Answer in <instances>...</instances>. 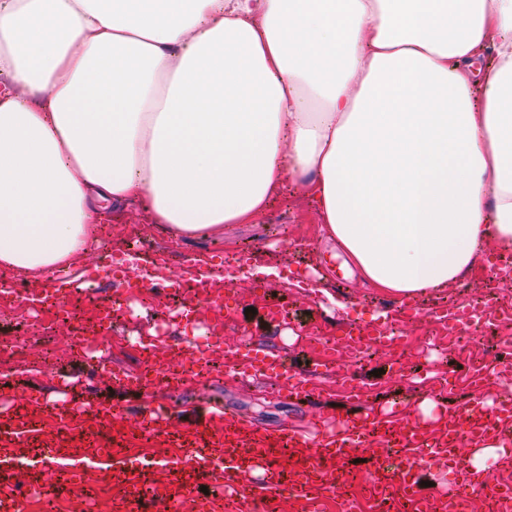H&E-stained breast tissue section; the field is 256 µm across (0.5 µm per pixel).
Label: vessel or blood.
Listing matches in <instances>:
<instances>
[{"label": "vessel or blood", "instance_id": "b4317fda", "mask_svg": "<svg viewBox=\"0 0 512 512\" xmlns=\"http://www.w3.org/2000/svg\"><path fill=\"white\" fill-rule=\"evenodd\" d=\"M190 298L183 310L186 319H200L213 303V284L203 273L192 274ZM68 274L56 275L43 288L39 302H60L75 296ZM151 366L175 377L177 386L197 381L195 364L174 361V346L163 336H146ZM97 372L108 375L115 386L137 394L152 384L147 372L130 373L113 368L107 357L95 362ZM226 373L271 375L285 397L309 395L307 381L288 368L274 353L256 350L226 354ZM348 400L359 403L357 412L339 417L319 414L321 438L308 443L293 429L266 432L233 416L223 404H212L208 415L177 427L170 407H151L140 428L142 442L150 449L139 476H132L124 459L134 439L115 428L123 412L112 404L89 405L66 414L65 426L47 429L58 412L50 396L36 392L17 407L0 415V512H26L28 490L39 486L41 495L71 491L74 483L120 488L117 512H187L198 487H220L211 500L221 512H247L250 504L282 494L300 501L305 512H314L320 491L336 487L345 478V461L369 436L390 447L382 465L390 472L372 484V495L395 489L397 507L430 512L432 499L468 507L473 490L489 483L487 473L475 470L464 452V433L448 429V445L436 444L417 424L398 418L395 406L362 407L357 384L345 389ZM486 430L512 431V405L501 404L485 415ZM428 459L448 471V485L430 497L419 487V461ZM250 483H242L245 474Z\"/></svg>", "mask_w": 512, "mask_h": 512}]
</instances>
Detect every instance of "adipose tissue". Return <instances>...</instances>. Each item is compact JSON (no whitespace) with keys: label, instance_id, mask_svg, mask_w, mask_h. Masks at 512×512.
<instances>
[{"label":"adipose tissue","instance_id":"ef3b65f1","mask_svg":"<svg viewBox=\"0 0 512 512\" xmlns=\"http://www.w3.org/2000/svg\"><path fill=\"white\" fill-rule=\"evenodd\" d=\"M289 181L399 300L512 251V0H0V268L77 267L131 199L220 236Z\"/></svg>","mask_w":512,"mask_h":512}]
</instances>
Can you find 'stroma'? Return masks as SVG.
<instances>
[{
	"mask_svg": "<svg viewBox=\"0 0 512 512\" xmlns=\"http://www.w3.org/2000/svg\"><path fill=\"white\" fill-rule=\"evenodd\" d=\"M108 214L102 225L108 238L95 240L81 259V268L104 266L108 249L128 242L141 250L130 272L134 278L140 277L146 266L169 273L184 270L218 251L231 255L249 250L245 268L220 270L226 301L225 338L242 349H272L292 367L326 364L327 371L316 385L336 397L343 392L345 375H354L370 403H397L409 418L415 417L419 404L427 398L450 410L470 401L465 385L473 370V360L445 341L438 311L445 307L463 309L480 296L492 298L498 308L512 310V281L501 282L491 271L488 259L496 251L489 246L463 280L415 296V314H401L398 302L351 272L342 253L323 238L315 206L296 183L284 185L252 223L225 225L220 237L202 235L190 241L172 238L153 223L149 211L137 201L112 206ZM262 267L277 269V277L259 275ZM0 279L19 285L29 297L28 303L16 306L8 317L0 318V341L17 347L16 352L0 353V376L6 380L0 392L19 400L34 389V382L23 372L26 364L34 362L43 364L46 374H62L88 384L92 399L103 403L118 401L111 380L96 377L92 365L76 355L71 322L37 313L33 299L39 292L38 286L7 270H0ZM302 279L307 280L308 289L299 288ZM142 300L137 318L112 325L109 357L131 372L141 369L133 337L147 334L157 314L173 304L162 281L145 291ZM270 303L288 309L286 322L266 323L262 312ZM366 325L379 330L401 329L405 340L395 346L369 350L357 359H339L323 349L324 339ZM511 339L512 324H491L482 346L488 397H495L499 390L495 371ZM211 400L223 401L262 429L288 426L308 431L315 414L312 405L277 398L262 379L242 381L215 374L176 392L163 384L150 387L135 402V411L126 416L124 424L129 431H136L149 406L158 401L172 405L179 417L189 418L199 414Z\"/></svg>",
	"mask_w": 512,
	"mask_h": 512,
	"instance_id": "1",
	"label": "stroma"
}]
</instances>
